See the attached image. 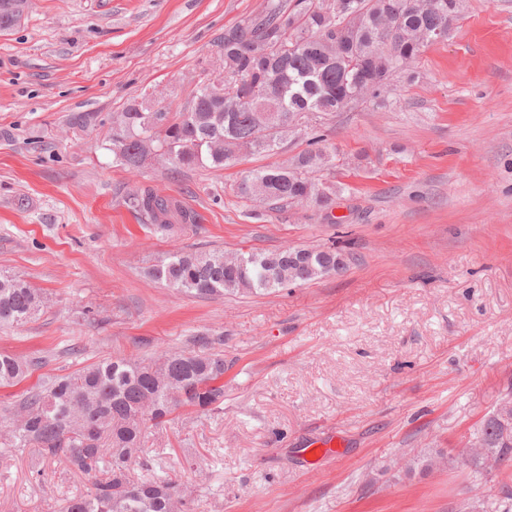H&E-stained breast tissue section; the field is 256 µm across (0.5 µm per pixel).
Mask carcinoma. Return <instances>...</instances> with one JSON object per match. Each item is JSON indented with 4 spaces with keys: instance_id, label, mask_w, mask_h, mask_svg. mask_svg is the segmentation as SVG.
I'll return each mask as SVG.
<instances>
[{
    "instance_id": "carcinoma-1",
    "label": "carcinoma",
    "mask_w": 512,
    "mask_h": 512,
    "mask_svg": "<svg viewBox=\"0 0 512 512\" xmlns=\"http://www.w3.org/2000/svg\"><path fill=\"white\" fill-rule=\"evenodd\" d=\"M28 0H0V31L14 28ZM460 0H270L266 10L224 29L218 42L222 69L203 70L184 104L174 109L150 99L129 102L112 114V153L129 170L141 158L178 169H228L242 153L272 154L290 134H304L309 149L287 167L265 166L245 172L234 195L269 209L311 201L330 208L336 184L314 173L332 155L320 146V130L336 113L392 91L396 77L414 78L423 49L436 43L435 31L451 32ZM340 30L342 40L329 33ZM223 97L211 92L214 82ZM156 106L168 118L164 132H153L136 106ZM275 112L269 128L255 113ZM94 112H77L72 128L95 125ZM128 209L154 231L168 234L193 224L196 216L182 202L149 188L127 197ZM287 248L245 253L236 270L224 269V253L177 252L152 265L147 275L189 297L264 295L346 270L352 257L333 251L323 265L288 264ZM46 297L19 276L0 275V326L27 323L46 305ZM34 362L0 353V385L20 382ZM224 354L183 350L145 364L104 358L80 369L46 377L19 401L12 416L0 420V455L31 450L88 478L82 494L65 500L63 512H191L177 481L136 480L134 467L147 465L143 433L147 424L165 422L180 407L213 410L224 401ZM466 462L480 473L512 462V408L492 411L473 434ZM481 512H512V489L484 500Z\"/></svg>"
}]
</instances>
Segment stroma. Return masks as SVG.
<instances>
[{"mask_svg":"<svg viewBox=\"0 0 512 512\" xmlns=\"http://www.w3.org/2000/svg\"><path fill=\"white\" fill-rule=\"evenodd\" d=\"M267 0H30L0 32V274L48 298L0 329V352L36 365L0 386V416L49 375L107 357L154 360L224 340V402L145 433L153 474L178 475L193 512H459L497 493L465 448L512 391V0H464L415 80L325 126L332 209L263 210L232 192L241 171L153 163L132 173L108 119L156 93L182 104L226 27ZM76 112L103 123L70 132ZM149 187L195 224L167 235L125 204ZM333 247L348 268L277 292L193 298L146 277L168 254ZM343 452L308 467L302 451ZM448 462L427 468L437 454ZM23 451L0 457V512H62L84 476Z\"/></svg>","mask_w":512,"mask_h":512,"instance_id":"obj_1","label":"stroma"}]
</instances>
